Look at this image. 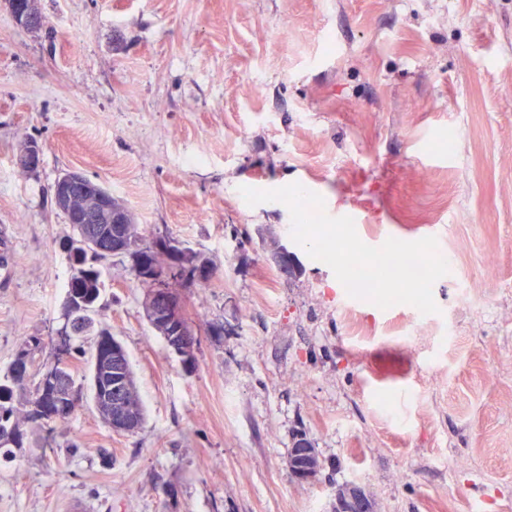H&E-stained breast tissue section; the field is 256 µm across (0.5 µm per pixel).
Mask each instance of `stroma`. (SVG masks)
<instances>
[{"mask_svg": "<svg viewBox=\"0 0 512 512\" xmlns=\"http://www.w3.org/2000/svg\"><path fill=\"white\" fill-rule=\"evenodd\" d=\"M0 9V373L66 322L74 230L60 173L107 187L150 237L206 258L172 290L193 366L103 266L97 321L144 405L112 432L82 398L0 455V512H512V0H39ZM40 167L16 162L28 141ZM292 183L359 238L435 237L438 313L348 296L293 242L288 207L240 187ZM287 245L295 274L272 254ZM315 481L289 467L296 434ZM15 21L23 30L35 32L43 29V17L38 10L37 0H4ZM304 448H291L290 459H294L290 468L294 477L302 482L313 480L319 472V460L315 448L310 442L302 444Z\"/></svg>", "mask_w": 512, "mask_h": 512, "instance_id": "1", "label": "stroma"}]
</instances>
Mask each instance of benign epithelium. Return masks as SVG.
I'll list each match as a JSON object with an SVG mask.
<instances>
[{
  "instance_id": "7a95c632",
  "label": "benign epithelium",
  "mask_w": 512,
  "mask_h": 512,
  "mask_svg": "<svg viewBox=\"0 0 512 512\" xmlns=\"http://www.w3.org/2000/svg\"><path fill=\"white\" fill-rule=\"evenodd\" d=\"M15 23L22 29L35 32L43 29V17L37 0H4ZM42 148L32 144L20 154L18 165L36 170L41 164ZM54 206L70 224L85 225L84 247L101 253L122 254L132 246L134 213L124 204H115L114 195L102 185L77 170L59 175L52 187ZM146 317L151 326L162 333L164 341L175 356L185 359L192 353V333L178 297L167 288H155L145 298ZM67 358L60 355L46 372V381L54 389L59 406L66 407L72 399V389L63 374ZM94 387L92 402L96 412L105 414L108 425L116 433L133 435L140 422L131 414L132 376L127 366L124 347L112 345V360L94 361L91 367ZM294 460L291 471L302 482L313 480L319 472L316 449L310 444L291 449ZM338 512H369L368 499L361 490L352 487L337 502Z\"/></svg>"
}]
</instances>
